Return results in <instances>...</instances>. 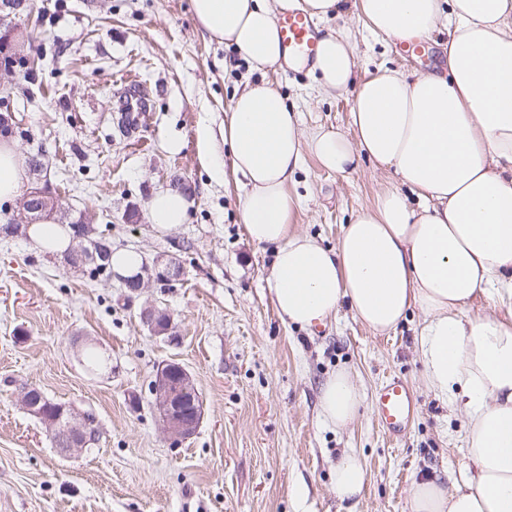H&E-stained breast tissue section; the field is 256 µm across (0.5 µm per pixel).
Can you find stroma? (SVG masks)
<instances>
[{
    "label": "stroma",
    "instance_id": "1",
    "mask_svg": "<svg viewBox=\"0 0 512 512\" xmlns=\"http://www.w3.org/2000/svg\"><path fill=\"white\" fill-rule=\"evenodd\" d=\"M363 77L388 66L425 71L446 63L448 36L421 51L377 44L353 24ZM8 44L41 60L30 75L0 66L9 88L0 113L22 155L46 152L29 183L48 188L56 223L87 221L113 248L144 264L183 270L170 285L149 281L130 293L120 276L89 278L85 267L42 253L26 230L0 236V512H411L414 478L451 485L467 465L466 418L427 391L411 310L377 334L341 307L315 333L284 325L266 288L270 251L254 245L240 215L244 181L231 171L224 119L245 83L269 81L298 112L303 130L351 134L352 97H319L309 71L284 64L251 70L233 48L196 23L191 0H36L10 25ZM137 85L143 123H120L119 95ZM213 134L215 160L199 146ZM179 142V150L168 147ZM370 160L337 174L306 156L294 222L326 247L344 224L395 184ZM176 190L188 221L154 229L147 202ZM158 308L171 330L143 321ZM107 361L88 370L87 348ZM190 373L203 401L196 433L176 443L165 433L150 385L159 365ZM349 371L365 394L357 420L339 429L318 412L325 379ZM402 377L418 399L406 433L389 436L373 410L377 389ZM35 388L73 414L95 418L98 441L62 452L21 397ZM346 451L365 465L353 500L332 489V466Z\"/></svg>",
    "mask_w": 512,
    "mask_h": 512
}]
</instances>
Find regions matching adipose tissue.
Returning a JSON list of instances; mask_svg holds the SVG:
<instances>
[{
  "label": "adipose tissue",
  "mask_w": 512,
  "mask_h": 512,
  "mask_svg": "<svg viewBox=\"0 0 512 512\" xmlns=\"http://www.w3.org/2000/svg\"><path fill=\"white\" fill-rule=\"evenodd\" d=\"M292 10L347 16L343 0H192L200 27L255 71L285 59L274 15ZM354 10L383 43L422 42L447 24L446 71L387 68L362 80L349 28L319 32L317 91L352 95L350 137L304 132L278 90L247 84L224 125L232 170L246 181L242 221L273 255L267 290L285 324L313 330L346 303L384 334L411 308L421 311L422 380L460 400L468 466L449 488L430 476L414 480L411 512H512V317L469 313L479 298L512 301V0H355ZM309 155L343 175L367 158L399 182L344 225L332 248L293 224L297 175ZM26 179L16 146L0 142V200L17 197ZM188 207L182 194L161 191L147 218L169 231L186 223ZM363 403L346 371L321 387L327 424L349 426ZM333 473L338 498L359 495L365 469L355 453H343Z\"/></svg>",
  "instance_id": "ef3b65f1"
}]
</instances>
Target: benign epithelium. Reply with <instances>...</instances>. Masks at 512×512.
<instances>
[{"mask_svg": "<svg viewBox=\"0 0 512 512\" xmlns=\"http://www.w3.org/2000/svg\"><path fill=\"white\" fill-rule=\"evenodd\" d=\"M34 190L30 189L19 201L12 222L15 224L31 222L32 208L30 198ZM153 278L163 284L179 280L180 269L174 263L150 268L144 267V274L133 279L125 280V284L134 293L144 285V277ZM145 319L151 330L156 334H165L170 327L169 315L159 309L146 311ZM190 373L179 363L169 361L162 364L156 372L152 382L151 392L154 406L160 416L166 433L173 441L178 442L192 436L198 429L203 418V402L186 404L188 386L191 385ZM40 394L37 390H28L23 397L25 409L34 416L42 419L49 433L56 432L59 419L44 415L43 408L39 407ZM66 427L69 433V447L82 450L86 447V431L89 427L87 417L77 418L67 413Z\"/></svg>", "mask_w": 512, "mask_h": 512, "instance_id": "benign-epithelium-1", "label": "benign epithelium"}]
</instances>
